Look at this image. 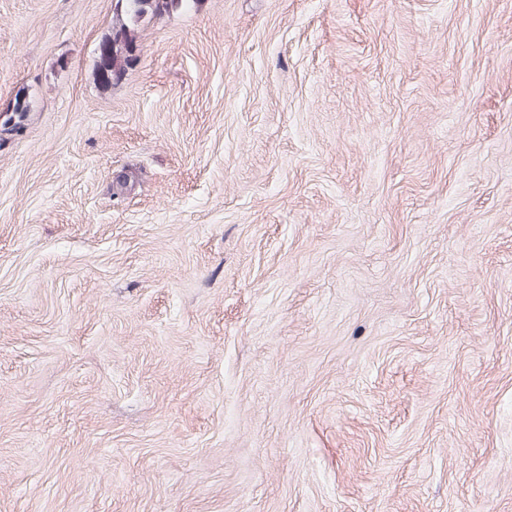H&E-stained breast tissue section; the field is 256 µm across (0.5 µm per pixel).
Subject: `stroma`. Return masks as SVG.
Returning <instances> with one entry per match:
<instances>
[{"label":"stroma","instance_id":"obj_1","mask_svg":"<svg viewBox=\"0 0 512 512\" xmlns=\"http://www.w3.org/2000/svg\"><path fill=\"white\" fill-rule=\"evenodd\" d=\"M0 0V512H512V0ZM194 0H116L112 25L99 46L95 69L99 83L115 86L139 61L142 33L154 20ZM30 110L29 102L23 101L19 97L14 98V102L9 106L7 112H12L10 116L5 117L7 113H0V140L7 139L5 136H14L20 133L24 128V121L27 117V113Z\"/></svg>","mask_w":512,"mask_h":512}]
</instances>
